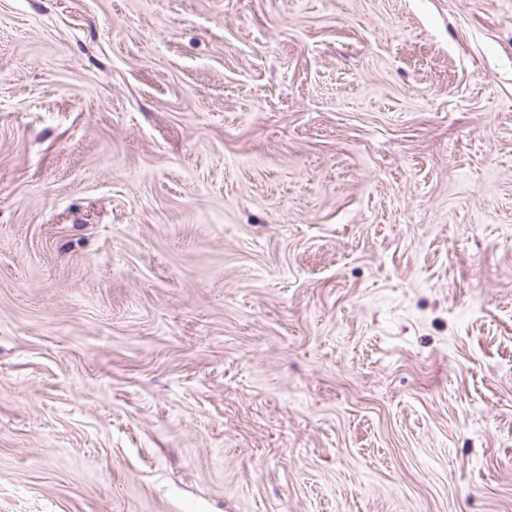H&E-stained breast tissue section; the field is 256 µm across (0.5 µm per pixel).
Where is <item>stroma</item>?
I'll list each match as a JSON object with an SVG mask.
<instances>
[{
	"label": "stroma",
	"instance_id": "stroma-1",
	"mask_svg": "<svg viewBox=\"0 0 512 512\" xmlns=\"http://www.w3.org/2000/svg\"><path fill=\"white\" fill-rule=\"evenodd\" d=\"M0 512H512V0H0Z\"/></svg>",
	"mask_w": 512,
	"mask_h": 512
}]
</instances>
